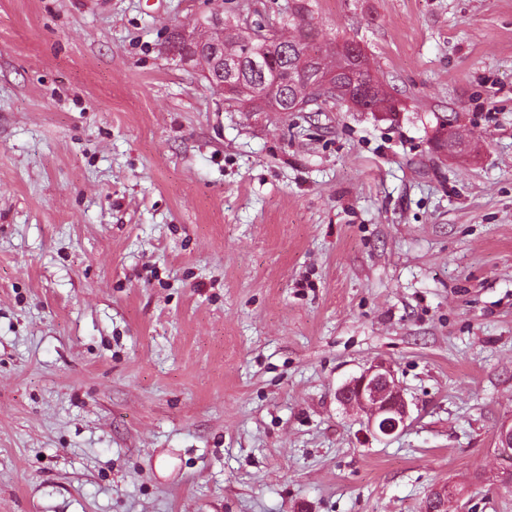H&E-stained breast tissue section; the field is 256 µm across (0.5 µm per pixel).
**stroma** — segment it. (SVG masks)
I'll return each mask as SVG.
<instances>
[{"instance_id": "35a3bbf8", "label": "stroma", "mask_w": 512, "mask_h": 512, "mask_svg": "<svg viewBox=\"0 0 512 512\" xmlns=\"http://www.w3.org/2000/svg\"><path fill=\"white\" fill-rule=\"evenodd\" d=\"M283 2L0 0V512H512V0H311L390 114L164 51ZM337 400L363 412L369 430L379 438L402 432L410 419L409 403L395 371L384 361L371 365L346 382L339 389Z\"/></svg>"}]
</instances>
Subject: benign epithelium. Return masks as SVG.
Listing matches in <instances>:
<instances>
[{
	"label": "benign epithelium",
	"instance_id": "1",
	"mask_svg": "<svg viewBox=\"0 0 512 512\" xmlns=\"http://www.w3.org/2000/svg\"><path fill=\"white\" fill-rule=\"evenodd\" d=\"M257 19H252V15ZM254 14H239L236 18H224V10L215 9L199 16L190 26L176 29L178 37L188 43L205 48V52L186 55L180 58L185 66L205 65L218 60L222 68L220 75L225 80L220 82L225 95H235L242 99L241 109L253 111L258 101L257 93L246 85L240 73L245 61L238 57L224 56V28L229 27L239 33L250 46L255 48V55L248 57L254 73L262 75L263 85L268 90H276L280 78L278 71H273V79H267V67H276L268 48H288V31L284 28V16H270L258 10ZM307 92L318 100H339L351 108L358 107V101L351 94L338 88L332 75L325 74L308 86ZM337 400L344 406L356 408L367 417V426L374 436L390 437L402 432L410 419L409 403L398 383L391 364L380 361L348 382L337 393ZM498 448L506 455L512 456V421L503 423L497 433ZM456 496L455 490L443 485L435 488L429 495L430 501L438 506L440 512H447L448 502Z\"/></svg>",
	"mask_w": 512,
	"mask_h": 512
}]
</instances>
